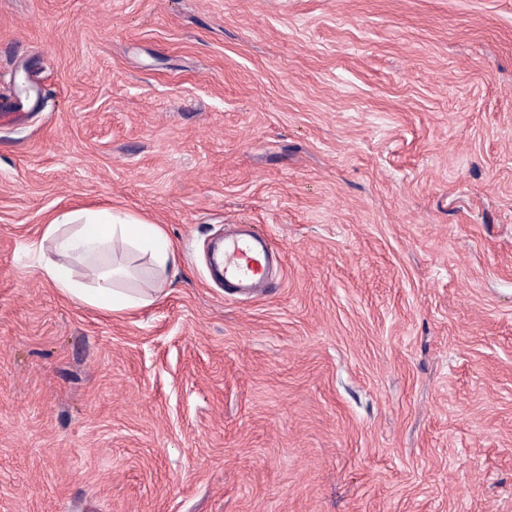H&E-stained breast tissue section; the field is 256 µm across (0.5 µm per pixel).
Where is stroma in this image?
Segmentation results:
<instances>
[{
  "instance_id": "1",
  "label": "stroma",
  "mask_w": 512,
  "mask_h": 512,
  "mask_svg": "<svg viewBox=\"0 0 512 512\" xmlns=\"http://www.w3.org/2000/svg\"><path fill=\"white\" fill-rule=\"evenodd\" d=\"M83 208L162 300L43 277ZM0 512H512V0H0ZM51 239L57 258L90 260L104 251L120 250L145 259V279L138 288H116L117 281L134 278V270L121 262L103 269L93 284L73 276L72 269L43 252L39 267L59 292L69 299L111 313L147 307L157 301L177 255L158 224H149L134 215L111 209H82L58 214L44 231ZM243 230L224 234V292L258 293L271 288L270 268L284 263V252L256 224H239Z\"/></svg>"
}]
</instances>
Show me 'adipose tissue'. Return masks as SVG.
Wrapping results in <instances>:
<instances>
[{"label": "adipose tissue", "instance_id": "1", "mask_svg": "<svg viewBox=\"0 0 512 512\" xmlns=\"http://www.w3.org/2000/svg\"><path fill=\"white\" fill-rule=\"evenodd\" d=\"M44 236L51 239L53 253L39 258L43 275L63 296L111 313L140 309L157 301L177 261L176 252L159 225L114 209L58 214L47 224ZM110 250L145 259L146 276L139 287H120V280L134 275L132 268L120 262L103 269L94 283L74 278L70 261H86Z\"/></svg>", "mask_w": 512, "mask_h": 512}]
</instances>
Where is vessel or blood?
I'll list each match as a JSON object with an SVG mask.
<instances>
[{
  "label": "vessel or blood",
  "mask_w": 512,
  "mask_h": 512,
  "mask_svg": "<svg viewBox=\"0 0 512 512\" xmlns=\"http://www.w3.org/2000/svg\"><path fill=\"white\" fill-rule=\"evenodd\" d=\"M283 251L258 225L248 224L244 229L224 238V288L227 294L258 293L268 288L269 271L283 263Z\"/></svg>",
  "instance_id": "b4317fda"
}]
</instances>
